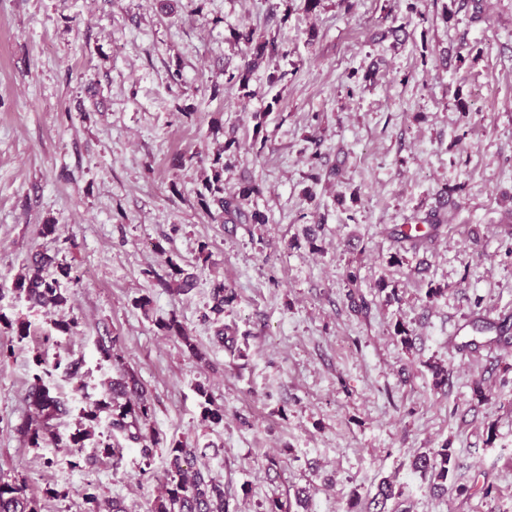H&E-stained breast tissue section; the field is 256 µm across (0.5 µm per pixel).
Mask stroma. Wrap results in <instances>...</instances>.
<instances>
[{
    "mask_svg": "<svg viewBox=\"0 0 512 512\" xmlns=\"http://www.w3.org/2000/svg\"><path fill=\"white\" fill-rule=\"evenodd\" d=\"M449 2L323 0L309 14L304 0H173L169 10L157 0H0V313L31 326L19 343L0 324V346L12 348L0 360V476L26 479L43 512H85L89 485L101 504L145 512L162 452L144 474L139 445L123 439L121 460L87 448L73 469L68 449L29 447L19 431L36 418L26 401L36 356L71 401L52 423L66 433L84 400L54 363L80 360L84 380L100 385L117 374L98 352L113 337L154 404V429L197 448L233 512L301 488L307 512H349L385 477L407 512H512V345L496 340L497 327L512 328V0H484L477 19L446 14ZM399 25L409 37L397 45L385 32ZM241 27L278 36L288 52L255 69L248 97L228 80L248 61L230 35ZM275 70L286 77L273 87ZM230 139L224 187L258 185L247 208L264 223L217 224L197 202L203 164ZM183 154L195 164L174 166ZM332 169L334 179L312 181ZM446 186L456 204L427 272L410 252L391 263L389 229L423 217ZM45 224L56 234L42 236ZM203 242L211 264L201 271ZM35 252L81 276L62 308L10 290ZM172 261L197 273L191 293L147 277ZM382 279L397 302L378 294ZM220 280L237 294L223 321L239 357L214 337ZM438 283L447 294L428 300ZM353 292L368 313L352 310ZM173 315L204 360L157 329ZM73 316L79 332L60 335L55 322ZM438 364L448 369L441 388ZM199 385L223 405V423L202 421ZM444 445L468 495L437 492L410 467ZM63 485L67 497L45 496Z\"/></svg>",
    "mask_w": 512,
    "mask_h": 512,
    "instance_id": "stroma-1",
    "label": "stroma"
}]
</instances>
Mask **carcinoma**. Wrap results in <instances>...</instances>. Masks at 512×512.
I'll list each match as a JSON object with an SVG mask.
<instances>
[{"label":"carcinoma","instance_id":"carcinoma-1","mask_svg":"<svg viewBox=\"0 0 512 512\" xmlns=\"http://www.w3.org/2000/svg\"><path fill=\"white\" fill-rule=\"evenodd\" d=\"M232 37L234 41L245 46L250 56V60L238 73L229 75V80L239 83L243 89L248 88L252 70L258 63L285 55L282 42L274 37L258 35L250 28L236 29L232 32ZM233 146L232 141L224 143L222 150L211 160L209 171L204 173L201 189L197 192L198 203L208 212L216 211L217 218L223 224H263V215L258 212L248 214L241 207V201L260 193L256 185L248 183L232 195L225 194V158ZM453 193L452 189L442 188L437 194L436 205L420 219V223L403 224L393 231L395 241L415 254L428 251L434 233L444 223L448 203L454 201ZM170 267L171 272L165 278L150 270L145 271V274L154 275L157 284L167 291L173 290L179 294L191 292L196 284L195 276L184 272L174 263ZM77 282L78 277L71 265L51 256L35 253L27 260L24 272L13 281L11 290L24 296L34 306L56 309L67 302L62 284ZM211 293V312L218 317L224 314V306L236 298L234 290L226 287L222 281L214 285ZM156 325L165 335L179 337L192 356L202 357V352L193 342L187 327L176 316L160 319L156 321ZM215 338L231 352L243 355V351L234 346L235 329L232 327L226 324L218 326ZM50 376L52 373L47 369L41 374L33 375L27 390L30 406L43 419V424L29 426L24 431L31 447L40 448L49 438L78 452L91 445L102 454L113 455L114 445L101 441L96 435V428L104 416L108 419L112 434H120L141 445L140 453L145 465H150L155 449L163 448L166 451V481L159 494L148 501L146 512H230L224 484L209 472L193 466L197 449L183 442L168 444L153 429L150 424L152 403L134 373L123 371L118 377L102 382L103 393L97 399L90 394L85 395L86 406L82 408L85 423L64 436L47 435L48 422L70 412L67 400L53 392L46 382V378ZM198 392L204 397L202 420L216 425L224 422V406L216 403L204 387H198ZM411 468L421 476L429 478L434 487L445 490L448 488V480L453 478L456 462L450 448L444 447L418 455L412 460ZM400 496L401 493L395 491L393 483L383 480L360 512H404L397 505L388 507L389 501ZM306 503L307 500L300 496L293 501L271 498L259 503L258 508L259 512H298V509L306 507ZM0 512H42L41 501L27 493L26 485L0 479Z\"/></svg>","mask_w":512,"mask_h":512}]
</instances>
